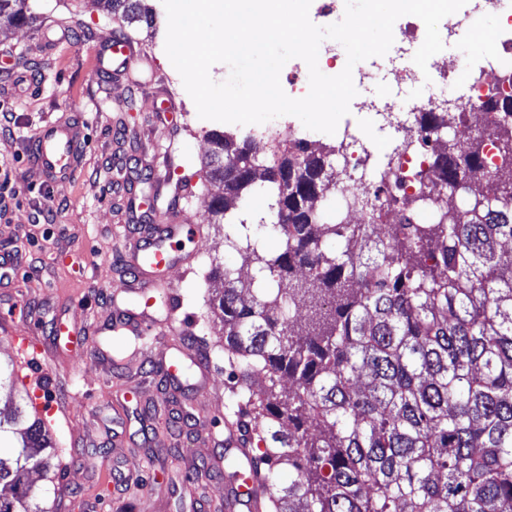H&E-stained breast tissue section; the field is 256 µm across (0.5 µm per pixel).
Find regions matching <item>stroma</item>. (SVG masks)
Here are the masks:
<instances>
[{"label": "stroma", "mask_w": 512, "mask_h": 512, "mask_svg": "<svg viewBox=\"0 0 512 512\" xmlns=\"http://www.w3.org/2000/svg\"><path fill=\"white\" fill-rule=\"evenodd\" d=\"M27 10L19 25L0 27V59L8 66L0 73V110L12 116L10 133L0 132V174L17 191L0 202V246L22 248L24 258L16 292L1 293L0 304L17 295L35 316L48 320L57 314L82 324L77 344L62 354L48 333L38 337L47 357L42 380L54 398L53 432L68 465L47 504L53 512H193V504L204 501L211 512H221L226 471L210 470L194 486L186 479L201 461L225 456L224 419L234 410L224 386L221 325L208 307L215 284L207 274L214 265L246 277L255 270L225 247L223 232L205 225L220 189L206 181L199 161L210 149L204 134L216 124L194 110L157 107L151 99L157 86L143 83L149 73L173 69L165 52V12L157 14L155 38L142 31L133 35L145 61L108 81L95 72L94 51L121 25L99 0H28ZM44 29L67 39L45 50L38 40ZM400 62L394 50L365 64L358 104L339 122L367 140L362 161L369 170L384 166L396 138L359 105L377 101L382 72ZM30 73L37 85L17 90L13 75ZM48 121L72 123L84 139L73 174L62 182L29 164L28 148ZM177 206L205 231L202 239L183 244L196 254L190 269L175 266L166 277L183 300L186 323L179 333L190 354L208 364L209 378L185 382L172 394L150 370L166 352L162 340L127 336L140 365L126 372L91 359L88 351L104 344L92 326L104 320L113 292L126 286V230L155 223L157 211ZM117 383L140 387L147 406L114 404ZM181 405L209 419V444H197L179 421L175 409ZM157 472L164 484L156 491L148 480Z\"/></svg>", "instance_id": "obj_1"}]
</instances>
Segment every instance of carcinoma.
<instances>
[{"instance_id":"1","label":"carcinoma","mask_w":512,"mask_h":512,"mask_svg":"<svg viewBox=\"0 0 512 512\" xmlns=\"http://www.w3.org/2000/svg\"><path fill=\"white\" fill-rule=\"evenodd\" d=\"M27 0H0V23L25 14ZM130 27L155 29L147 0H102ZM488 111L512 116V97L491 95ZM201 167L224 184L209 223L225 246L255 264L259 281L224 267L214 308L224 322V375L238 415L265 448L252 449L266 512H504L512 507V125L477 130L457 150L433 152L439 179L419 176L417 197L434 201L462 176L497 184L463 211L432 224H389L376 253L352 224H320L318 194L332 182L324 159L299 140L269 157L256 185L254 140L210 130ZM494 139L502 159L484 152ZM270 198L265 227L282 240L268 255L251 233L247 197ZM336 239L333 254L323 240ZM0 411V512H48L35 503V472L55 484L60 466L50 421L29 414L28 395ZM264 391L251 388L256 376ZM296 389L276 391L283 378ZM321 430L308 432V420ZM288 471L293 478L282 481Z\"/></svg>"}]
</instances>
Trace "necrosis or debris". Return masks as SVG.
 <instances>
[{"mask_svg": "<svg viewBox=\"0 0 512 512\" xmlns=\"http://www.w3.org/2000/svg\"><path fill=\"white\" fill-rule=\"evenodd\" d=\"M504 28L510 36L502 41L500 52L488 56L480 78H472L469 66L456 63L440 68L432 66L424 72L410 62L394 72L392 89L387 93L390 105L383 110L382 121L387 129L402 136V149L392 154L384 170L367 172L361 164L363 139L348 132L343 134L336 148L339 173L335 191L328 198L337 223L364 224L370 233L377 235L384 233L389 224L418 223L424 207L418 202L415 178L418 173L430 172L431 156L442 141L441 131L426 126L423 117L428 112L442 111L443 105L433 97L404 104L402 89L423 82L428 76L440 79L452 90L465 88V96L456 101L457 110L475 114L480 127L493 128L501 122V115L483 111L480 105L489 94H512V87L500 81L502 69L512 64L511 14L507 15ZM390 194L397 196L398 204L392 209L383 208L382 203Z\"/></svg>", "mask_w": 512, "mask_h": 512, "instance_id": "1", "label": "necrosis or debris"}]
</instances>
